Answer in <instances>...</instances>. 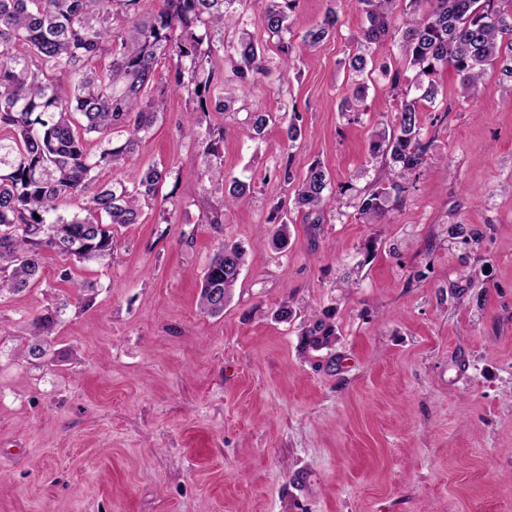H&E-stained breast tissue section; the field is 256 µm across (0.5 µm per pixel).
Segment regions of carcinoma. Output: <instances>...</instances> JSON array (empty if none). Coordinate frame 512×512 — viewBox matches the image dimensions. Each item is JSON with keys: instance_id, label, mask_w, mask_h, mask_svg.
Listing matches in <instances>:
<instances>
[{"instance_id": "1", "label": "carcinoma", "mask_w": 512, "mask_h": 512, "mask_svg": "<svg viewBox=\"0 0 512 512\" xmlns=\"http://www.w3.org/2000/svg\"><path fill=\"white\" fill-rule=\"evenodd\" d=\"M264 2L266 33L278 40L281 66L293 52L316 49L339 22L328 9L295 46L288 37V11L297 0ZM144 0H0V294L22 292L42 276L43 253L83 263L112 256L114 228L138 224L144 208L167 200L166 182L178 178L172 166L153 164L138 183L120 179L102 182L104 169L116 170L131 159L139 144L165 114L168 97L184 91L201 114L224 113L229 101L217 87L224 84L213 68L216 51L228 47V80L248 92L268 74L263 50L246 29L240 7L247 0H160L145 13ZM365 14L351 70L362 74L375 65V52L400 37L404 59L415 71L411 85L421 95L407 99L395 123L374 133L372 149L392 162L391 189L379 188L361 198L359 218L379 224L388 212L390 192L402 203L400 182L419 175L427 162L419 102L437 95L425 78L452 68L467 95L502 58V74L512 79V14L495 0H355ZM233 41L224 44V33ZM170 61L169 80L156 78L160 59ZM101 59L108 65L97 69ZM275 120L270 112H249L243 131L261 135ZM95 136L96 147L88 143ZM223 131L207 127L201 139L203 168L209 181H224L221 162ZM251 183L233 179L228 194L200 207L210 224L224 223V206L244 201ZM78 204L70 217L60 213L68 202ZM335 201L331 177L319 163L308 168L293 210L311 224L324 222ZM39 218H34V215ZM288 208L280 205L271 220V241L288 247ZM246 250L226 241L201 276L200 310L217 317L232 296L244 266ZM59 311H46L31 322L30 335L54 332ZM301 333V350L319 351L336 340L332 315L313 314Z\"/></svg>"}]
</instances>
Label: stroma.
<instances>
[{
	"label": "stroma",
	"instance_id": "1",
	"mask_svg": "<svg viewBox=\"0 0 512 512\" xmlns=\"http://www.w3.org/2000/svg\"><path fill=\"white\" fill-rule=\"evenodd\" d=\"M339 23L315 51L279 68L257 0L247 28L274 70L251 92L225 85L223 182L199 175L193 105L172 96L136 156L101 180L134 186L152 164L179 168L164 187L176 221L145 210L117 229L110 259L73 266L93 283L78 303L63 260L40 282L0 296V512H512V81L488 71L462 95L450 69L421 102L428 160L384 223L357 215L388 183L371 148L402 99L381 72L346 60L363 18L349 0H298L291 36ZM358 112L342 111L356 82ZM253 111L293 114L246 138ZM313 163L336 200L314 229L293 214L287 249L270 227L278 202ZM253 194L207 224L201 196L226 181ZM478 230V243L451 225ZM248 250L219 317L201 313L200 275L223 241ZM291 303L293 316L274 311ZM59 313L47 353L28 355L30 323ZM334 315L336 342L300 351L312 312Z\"/></svg>",
	"mask_w": 512,
	"mask_h": 512
}]
</instances>
